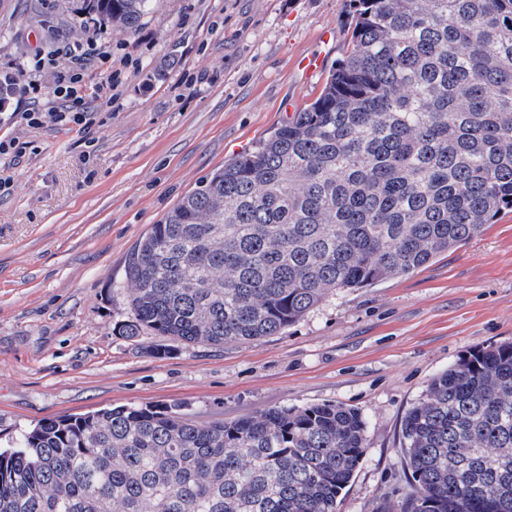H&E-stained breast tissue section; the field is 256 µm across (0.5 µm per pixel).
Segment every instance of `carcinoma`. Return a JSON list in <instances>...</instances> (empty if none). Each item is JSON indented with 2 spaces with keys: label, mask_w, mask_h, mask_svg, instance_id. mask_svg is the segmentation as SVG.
Listing matches in <instances>:
<instances>
[{
  "label": "carcinoma",
  "mask_w": 512,
  "mask_h": 512,
  "mask_svg": "<svg viewBox=\"0 0 512 512\" xmlns=\"http://www.w3.org/2000/svg\"><path fill=\"white\" fill-rule=\"evenodd\" d=\"M151 0H83L138 28ZM313 102L202 179L131 248L133 320L180 344L274 336L333 290L409 275L512 210V0H351ZM366 448L344 404L199 422L49 419L0 452V512H336ZM412 491L381 512H512V342L405 414Z\"/></svg>",
  "instance_id": "cac0c4a2"
}]
</instances>
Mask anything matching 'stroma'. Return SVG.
Here are the masks:
<instances>
[{
  "mask_svg": "<svg viewBox=\"0 0 512 512\" xmlns=\"http://www.w3.org/2000/svg\"><path fill=\"white\" fill-rule=\"evenodd\" d=\"M349 0H152L136 31L61 17L53 0H0V80L18 92L0 136V449L49 419L119 405H179L200 421L273 406L341 403L366 422L367 448L337 512H380L411 483L402 420L467 351L512 341V211L412 275L331 292L257 344L148 352L131 319L129 248L214 169L258 146L310 103L344 56ZM330 42H323V32ZM99 82L119 80L90 122L27 126L72 53ZM322 56L305 74L300 56Z\"/></svg>",
  "mask_w": 512,
  "mask_h": 512,
  "instance_id": "stroma-1",
  "label": "stroma"
}]
</instances>
